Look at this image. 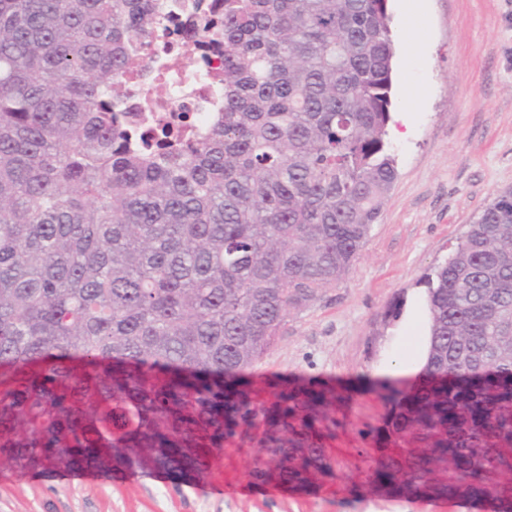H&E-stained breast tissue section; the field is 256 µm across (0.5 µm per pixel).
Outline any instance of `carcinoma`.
Here are the masks:
<instances>
[{
	"label": "carcinoma",
	"instance_id": "cac0c4a2",
	"mask_svg": "<svg viewBox=\"0 0 512 512\" xmlns=\"http://www.w3.org/2000/svg\"><path fill=\"white\" fill-rule=\"evenodd\" d=\"M224 109L131 137L155 0H0V460L336 479L333 388L260 398L290 312L339 284L395 178L388 0H223ZM425 362L383 383L347 487L512 512V189L423 279Z\"/></svg>",
	"mask_w": 512,
	"mask_h": 512
}]
</instances>
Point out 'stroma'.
I'll return each instance as SVG.
<instances>
[{"mask_svg":"<svg viewBox=\"0 0 512 512\" xmlns=\"http://www.w3.org/2000/svg\"><path fill=\"white\" fill-rule=\"evenodd\" d=\"M394 40L388 140L397 177L361 258L344 280L292 310L261 377L335 386L410 384L399 363L425 352V274L444 261L496 194L512 188V0H388ZM399 307L397 319L388 311ZM380 407L357 394L337 412L335 483L311 495H268L250 483L248 448L230 446L214 478L243 484L215 496L141 472L136 485L16 481L0 464V512H483L464 501L353 495L358 429Z\"/></svg>","mask_w":512,"mask_h":512,"instance_id":"1","label":"stroma"}]
</instances>
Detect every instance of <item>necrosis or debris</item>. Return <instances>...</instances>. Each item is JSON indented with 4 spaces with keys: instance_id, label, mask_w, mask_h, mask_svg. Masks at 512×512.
Instances as JSON below:
<instances>
[{
    "instance_id": "necrosis-or-debris-1",
    "label": "necrosis or debris",
    "mask_w": 512,
    "mask_h": 512,
    "mask_svg": "<svg viewBox=\"0 0 512 512\" xmlns=\"http://www.w3.org/2000/svg\"><path fill=\"white\" fill-rule=\"evenodd\" d=\"M172 14L175 33L154 31L147 55L134 59L128 77L132 111L147 109L152 89H159L156 111L177 119L184 132L201 130L213 112L224 106V55L212 53L211 64L200 58L199 43L206 37L200 28L222 0H162Z\"/></svg>"
}]
</instances>
